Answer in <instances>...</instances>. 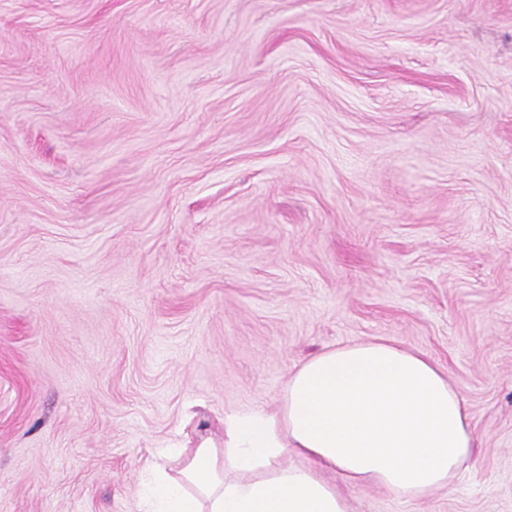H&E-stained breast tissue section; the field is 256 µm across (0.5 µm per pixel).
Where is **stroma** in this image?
I'll list each match as a JSON object with an SVG mask.
<instances>
[{
  "instance_id": "1",
  "label": "stroma",
  "mask_w": 512,
  "mask_h": 512,
  "mask_svg": "<svg viewBox=\"0 0 512 512\" xmlns=\"http://www.w3.org/2000/svg\"><path fill=\"white\" fill-rule=\"evenodd\" d=\"M379 338L480 446L350 512H512V0H0V512H139Z\"/></svg>"
}]
</instances>
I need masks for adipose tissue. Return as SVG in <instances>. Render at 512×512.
I'll return each instance as SVG.
<instances>
[{"label": "adipose tissue", "instance_id": "obj_1", "mask_svg": "<svg viewBox=\"0 0 512 512\" xmlns=\"http://www.w3.org/2000/svg\"><path fill=\"white\" fill-rule=\"evenodd\" d=\"M224 434L155 462L140 512H349L342 483L417 499L448 488L480 442L443 368L385 339L309 357L276 411L225 414Z\"/></svg>", "mask_w": 512, "mask_h": 512}]
</instances>
